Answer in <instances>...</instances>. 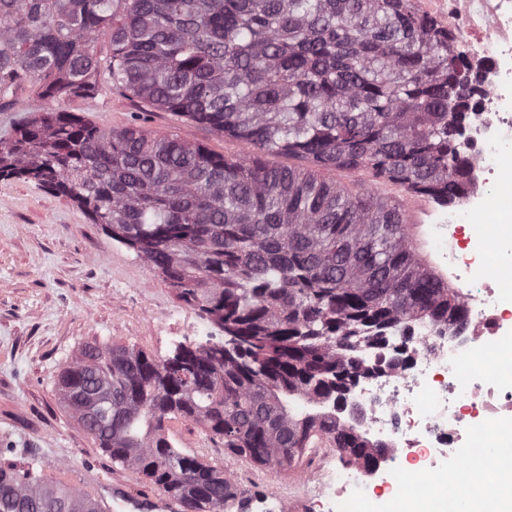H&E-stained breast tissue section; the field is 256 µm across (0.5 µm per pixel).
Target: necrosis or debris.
Segmentation results:
<instances>
[{
  "instance_id": "necrosis-or-debris-1",
  "label": "necrosis or debris",
  "mask_w": 512,
  "mask_h": 512,
  "mask_svg": "<svg viewBox=\"0 0 512 512\" xmlns=\"http://www.w3.org/2000/svg\"><path fill=\"white\" fill-rule=\"evenodd\" d=\"M421 13L455 37L454 50L467 62L477 91L463 127L474 163L473 190L438 221L461 230L487 214L499 224L512 215L497 211L503 190H512V0H415ZM469 313L454 333L421 325L403 353L393 343L359 351L361 377L336 407L341 424H354L390 455L371 476L332 472L320 488L329 504L357 492L403 496L410 479L430 477L455 464L463 484L474 487L473 512H489L512 486V469L476 474L465 467L467 449L489 438L512 456V368L479 369L475 360L512 337V247L485 250L470 239L450 255Z\"/></svg>"
}]
</instances>
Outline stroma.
Listing matches in <instances>:
<instances>
[{"label": "stroma", "instance_id": "1", "mask_svg": "<svg viewBox=\"0 0 512 512\" xmlns=\"http://www.w3.org/2000/svg\"><path fill=\"white\" fill-rule=\"evenodd\" d=\"M64 106L106 130L137 121L152 133L181 128L216 153L245 150L209 128L178 124L105 78L94 95L65 99ZM183 321L202 318L69 200L31 182L0 181V466L33 470L95 499L116 483L133 497L159 495L142 475L113 465L64 408L56 382L65 361L90 343L166 355ZM165 432L176 447L224 468L236 497L267 494L271 512L282 500L297 512H320L313 505V477L323 465L345 466L330 448L309 449L288 470L262 466L227 452L181 418L168 420Z\"/></svg>", "mask_w": 512, "mask_h": 512}]
</instances>
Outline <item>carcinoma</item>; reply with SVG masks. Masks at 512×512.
Returning a JSON list of instances; mask_svg holds the SVG:
<instances>
[{
    "label": "carcinoma",
    "instance_id": "carcinoma-1",
    "mask_svg": "<svg viewBox=\"0 0 512 512\" xmlns=\"http://www.w3.org/2000/svg\"><path fill=\"white\" fill-rule=\"evenodd\" d=\"M452 39L414 0H0V110L23 111L25 88L45 102L0 140V180L73 202L224 332L163 358L87 345L59 373L65 407L112 463L182 512H224L234 491L223 468L174 447L168 420L264 466L324 442L366 467L384 446L323 410L360 374L357 351L403 348L413 323L467 322L458 290L407 247L398 198L319 176L369 172L446 205L471 189L459 136L475 88ZM104 71L250 152L216 154L178 128L105 131L61 106ZM268 154L308 166L269 168ZM297 400L317 410L297 415ZM0 512L106 510L0 467Z\"/></svg>",
    "mask_w": 512,
    "mask_h": 512
}]
</instances>
